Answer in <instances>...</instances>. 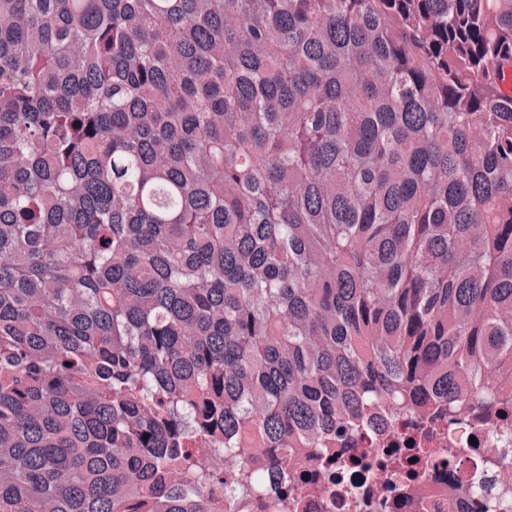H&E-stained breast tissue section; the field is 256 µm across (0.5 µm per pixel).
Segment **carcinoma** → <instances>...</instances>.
I'll list each match as a JSON object with an SVG mask.
<instances>
[{
    "label": "carcinoma",
    "instance_id": "obj_1",
    "mask_svg": "<svg viewBox=\"0 0 512 512\" xmlns=\"http://www.w3.org/2000/svg\"><path fill=\"white\" fill-rule=\"evenodd\" d=\"M508 69L512 0H0V512H289L371 412L500 461Z\"/></svg>",
    "mask_w": 512,
    "mask_h": 512
}]
</instances>
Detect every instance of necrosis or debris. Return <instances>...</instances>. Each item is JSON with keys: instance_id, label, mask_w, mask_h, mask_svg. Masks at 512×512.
<instances>
[{"instance_id": "1", "label": "necrosis or debris", "mask_w": 512, "mask_h": 512, "mask_svg": "<svg viewBox=\"0 0 512 512\" xmlns=\"http://www.w3.org/2000/svg\"><path fill=\"white\" fill-rule=\"evenodd\" d=\"M472 437L477 443L471 453L462 460L448 461L450 446ZM491 441L487 432L451 425L444 419L430 431L407 418L377 422L342 440L335 470L316 461L302 465L307 477L335 485L336 493L330 497L308 492L298 512H484L495 499L512 497V488L496 482V469L481 462ZM414 448L431 449L438 458L429 465L427 478L411 474L409 458ZM476 474L494 481L493 490L478 498L455 496V488Z\"/></svg>"}]
</instances>
